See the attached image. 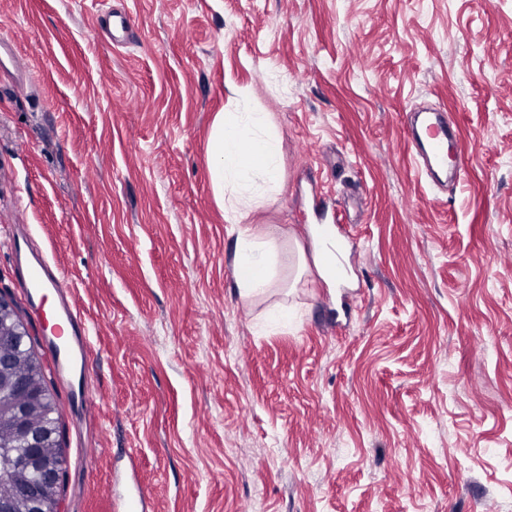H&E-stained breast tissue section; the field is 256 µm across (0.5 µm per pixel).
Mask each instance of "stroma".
Listing matches in <instances>:
<instances>
[{"instance_id": "stroma-1", "label": "stroma", "mask_w": 512, "mask_h": 512, "mask_svg": "<svg viewBox=\"0 0 512 512\" xmlns=\"http://www.w3.org/2000/svg\"><path fill=\"white\" fill-rule=\"evenodd\" d=\"M128 11L136 42L97 19ZM0 297L57 408L60 512H512V0H0ZM271 113L283 190L248 213L316 267L247 301L208 139L231 89ZM435 105L466 175L402 126ZM29 225L91 331L71 411L3 243ZM276 306L288 324L257 333ZM413 114V122L406 116L405 142L416 172L435 183L439 173L449 171L458 185L464 177L465 162L462 150L452 147L451 154L448 153L449 142L455 134L448 126L446 114L438 109Z\"/></svg>"}]
</instances>
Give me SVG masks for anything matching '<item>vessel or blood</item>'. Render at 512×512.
Listing matches in <instances>:
<instances>
[{"label": "vessel or blood", "instance_id": "1", "mask_svg": "<svg viewBox=\"0 0 512 512\" xmlns=\"http://www.w3.org/2000/svg\"><path fill=\"white\" fill-rule=\"evenodd\" d=\"M101 23L107 31L115 32L114 42L118 45L123 42V34L133 28L129 15L123 11L103 16ZM454 137L444 112L437 109L415 112L413 121L406 124L405 142L419 175L434 180L447 172L454 182L462 181L463 153L449 147ZM10 251L20 270L21 291L26 302L34 312L49 319L47 343L56 366L74 379L69 386L71 400L78 405L87 403L90 393L86 376L90 352L88 329L63 271L34 246L22 227H15Z\"/></svg>", "mask_w": 512, "mask_h": 512}]
</instances>
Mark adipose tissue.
Returning <instances> with one entry per match:
<instances>
[{
    "instance_id": "1",
    "label": "adipose tissue",
    "mask_w": 512,
    "mask_h": 512,
    "mask_svg": "<svg viewBox=\"0 0 512 512\" xmlns=\"http://www.w3.org/2000/svg\"><path fill=\"white\" fill-rule=\"evenodd\" d=\"M248 94L235 90L218 113L209 137L211 182L224 219L237 231L236 282L242 299L267 293L282 279L285 257L296 272L315 260L324 279L336 276V264L326 253L306 258L300 243L281 240L277 227L255 232L245 224L248 209L275 198L282 190L281 158L270 113L247 103Z\"/></svg>"
}]
</instances>
